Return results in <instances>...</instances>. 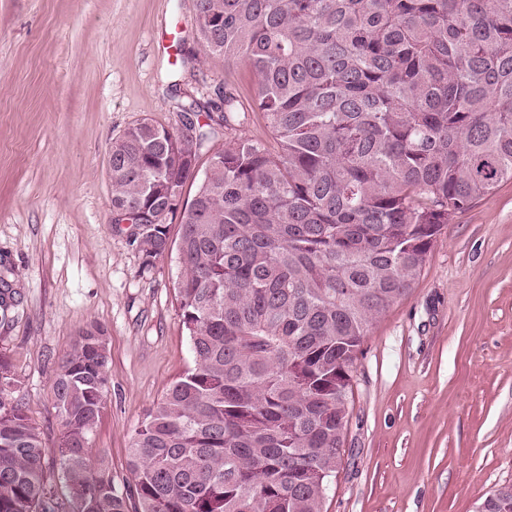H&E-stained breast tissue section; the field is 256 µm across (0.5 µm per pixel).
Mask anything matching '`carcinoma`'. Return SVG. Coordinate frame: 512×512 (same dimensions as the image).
Instances as JSON below:
<instances>
[{"instance_id": "cac0c4a2", "label": "carcinoma", "mask_w": 512, "mask_h": 512, "mask_svg": "<svg viewBox=\"0 0 512 512\" xmlns=\"http://www.w3.org/2000/svg\"><path fill=\"white\" fill-rule=\"evenodd\" d=\"M195 7L203 55L253 71L274 144L231 133L235 97L219 91L175 94L177 131L143 118L109 145L112 223L130 222L146 267L178 253L193 366L135 430L119 491L89 448L105 331L83 328L59 362L54 448L1 352L0 512H323L365 337L454 217L512 182V0ZM221 130L194 196L172 207ZM502 500L511 484L487 512Z\"/></svg>"}]
</instances>
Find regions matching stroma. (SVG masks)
<instances>
[{"mask_svg":"<svg viewBox=\"0 0 512 512\" xmlns=\"http://www.w3.org/2000/svg\"><path fill=\"white\" fill-rule=\"evenodd\" d=\"M194 0H0V352L47 447L53 383L80 328L108 337L91 439L116 488L146 411L192 364L176 256L142 264L112 221L107 150L135 121L169 129L178 82L232 93L238 134L269 139L243 63L205 58ZM342 466L324 512H478L512 484V182L449 224L354 365Z\"/></svg>","mask_w":512,"mask_h":512,"instance_id":"35a3bbf8","label":"stroma"}]
</instances>
